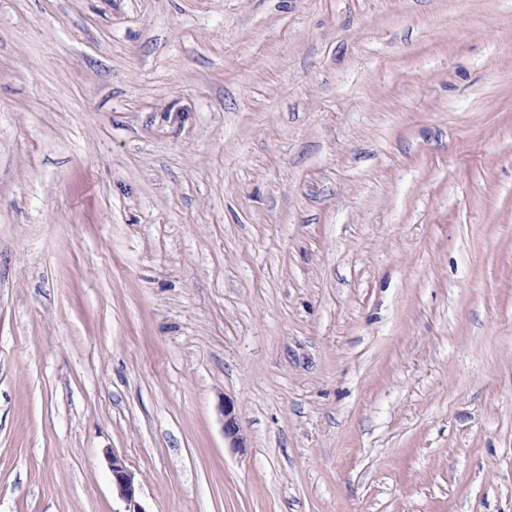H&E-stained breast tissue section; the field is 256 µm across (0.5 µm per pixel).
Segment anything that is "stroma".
<instances>
[{"instance_id": "1", "label": "stroma", "mask_w": 512, "mask_h": 512, "mask_svg": "<svg viewBox=\"0 0 512 512\" xmlns=\"http://www.w3.org/2000/svg\"><path fill=\"white\" fill-rule=\"evenodd\" d=\"M132 505L512 512V0H0V512ZM110 469L112 472L113 489L116 491L117 495L126 502H134L138 489L135 483V477L127 468L123 458L112 454Z\"/></svg>"}]
</instances>
